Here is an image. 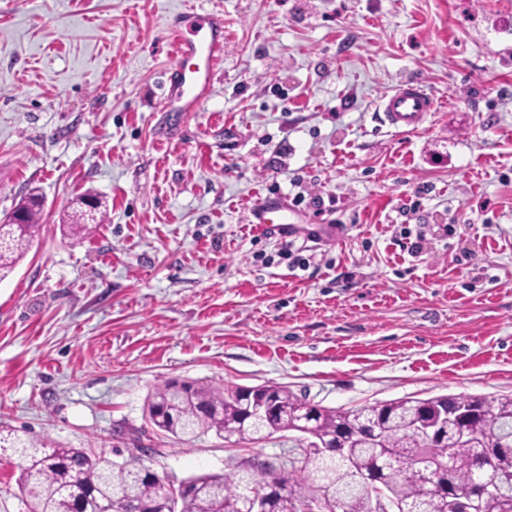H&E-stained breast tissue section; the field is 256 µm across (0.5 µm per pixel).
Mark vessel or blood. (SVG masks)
<instances>
[{
	"label": "vessel or blood",
	"mask_w": 512,
	"mask_h": 512,
	"mask_svg": "<svg viewBox=\"0 0 512 512\" xmlns=\"http://www.w3.org/2000/svg\"><path fill=\"white\" fill-rule=\"evenodd\" d=\"M168 29L176 64L163 83V103L168 111L190 112L206 101L224 63V16L211 11L178 14ZM434 108V96L416 80L404 81L378 104L385 123L406 132L417 130ZM309 219V214L280 194L265 195L249 212V221L256 227L288 236Z\"/></svg>",
	"instance_id": "b4317fda"
}]
</instances>
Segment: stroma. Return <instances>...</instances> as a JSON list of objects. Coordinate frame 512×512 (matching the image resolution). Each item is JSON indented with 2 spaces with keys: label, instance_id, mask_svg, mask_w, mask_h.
<instances>
[{
  "label": "stroma",
  "instance_id": "obj_1",
  "mask_svg": "<svg viewBox=\"0 0 512 512\" xmlns=\"http://www.w3.org/2000/svg\"><path fill=\"white\" fill-rule=\"evenodd\" d=\"M201 8L224 64L199 111H164L166 23ZM410 78L437 110L405 133L377 102ZM34 191L0 428L177 483L295 435L160 432L146 400L173 380L512 397V0H0V222ZM269 193L305 195L314 240L249 224ZM87 194L105 217L76 240Z\"/></svg>",
  "mask_w": 512,
  "mask_h": 512
}]
</instances>
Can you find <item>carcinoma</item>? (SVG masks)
Wrapping results in <instances>:
<instances>
[{"mask_svg":"<svg viewBox=\"0 0 512 512\" xmlns=\"http://www.w3.org/2000/svg\"><path fill=\"white\" fill-rule=\"evenodd\" d=\"M26 217L17 224H0V281L14 270L40 231L36 216L40 196L31 195L17 210ZM70 224L75 238L90 234L98 216L84 205L75 210ZM257 393L274 399L269 416H248V403L234 397V390L212 388L191 381H173L151 392L147 414L158 430L191 441L210 431L239 441H258L275 433L295 431L307 425L322 439L346 437V452L325 454L290 450L280 463L238 464L234 471L187 479L177 504L178 512H250L255 493H269L270 512H290L308 499L339 500L348 512H373L376 486L382 480L400 512H446L436 485L446 481L456 491L475 492L484 487L491 505L512 504V397L488 398L442 395L429 399H399L360 409L321 407L309 423L301 415V399L284 386L265 385ZM469 401L478 415L471 423L468 443L453 447V436L416 431L415 424L428 421L427 405ZM504 453L499 464L480 470L486 448ZM13 450L24 461L21 493L29 499V512H102L107 502L125 490L144 512H169L171 483L154 478L103 456H90L79 448H63L46 440H25L11 430H0V450ZM288 469V478L268 488L270 470Z\"/></svg>","mask_w":512,"mask_h":512,"instance_id":"obj_1","label":"carcinoma"}]
</instances>
